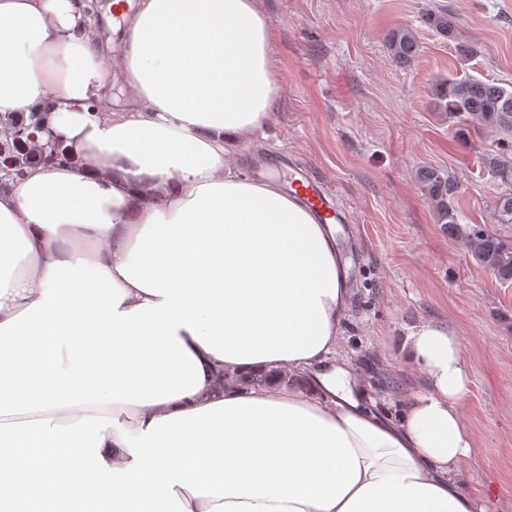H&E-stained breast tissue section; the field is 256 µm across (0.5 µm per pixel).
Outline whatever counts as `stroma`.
<instances>
[{"label":"stroma","mask_w":512,"mask_h":512,"mask_svg":"<svg viewBox=\"0 0 512 512\" xmlns=\"http://www.w3.org/2000/svg\"><path fill=\"white\" fill-rule=\"evenodd\" d=\"M447 6L475 53L421 22ZM273 31L271 59L280 88L271 118L231 154L257 180L288 186L295 168L323 182L353 234L338 247L352 296L338 352L360 375L376 406L398 416L425 387L401 343L424 320L461 339L471 371L464 403L476 454L461 473L477 497L512 512V282L499 280L436 221L417 172L444 170L459 184L461 224L512 242L498 223L497 199L512 185L481 163L497 136L438 112L431 88L465 73L512 85V0H259ZM417 30L420 50L392 61L391 30Z\"/></svg>","instance_id":"obj_1"}]
</instances>
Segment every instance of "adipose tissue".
<instances>
[{"mask_svg": "<svg viewBox=\"0 0 512 512\" xmlns=\"http://www.w3.org/2000/svg\"><path fill=\"white\" fill-rule=\"evenodd\" d=\"M93 3L0 0V115L72 153L0 190V512H494L457 336L414 326L426 386L379 411L337 226L229 160L278 93L257 0H137L116 55Z\"/></svg>", "mask_w": 512, "mask_h": 512, "instance_id": "obj_1", "label": "adipose tissue"}]
</instances>
